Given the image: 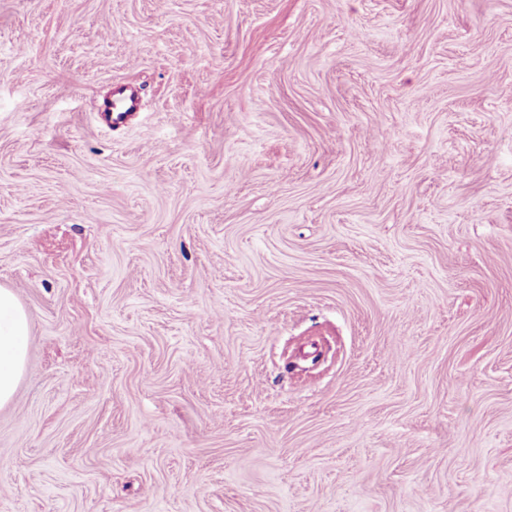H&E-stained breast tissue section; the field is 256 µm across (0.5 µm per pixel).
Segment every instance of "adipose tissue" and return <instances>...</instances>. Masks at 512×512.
Here are the masks:
<instances>
[{
	"label": "adipose tissue",
	"instance_id": "adipose-tissue-1",
	"mask_svg": "<svg viewBox=\"0 0 512 512\" xmlns=\"http://www.w3.org/2000/svg\"><path fill=\"white\" fill-rule=\"evenodd\" d=\"M29 318L14 292L0 286V407L9 404L25 371Z\"/></svg>",
	"mask_w": 512,
	"mask_h": 512
}]
</instances>
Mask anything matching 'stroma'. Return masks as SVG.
Instances as JSON below:
<instances>
[{
	"label": "stroma",
	"instance_id": "1",
	"mask_svg": "<svg viewBox=\"0 0 512 512\" xmlns=\"http://www.w3.org/2000/svg\"><path fill=\"white\" fill-rule=\"evenodd\" d=\"M0 285V512H512V0H0ZM114 95H118L125 100V106L105 114V119L110 127H119L126 123L130 114L128 109H136L140 100L139 90L129 84H119L114 86ZM29 318L10 288L0 286V407L9 404L25 371Z\"/></svg>",
	"mask_w": 512,
	"mask_h": 512
}]
</instances>
